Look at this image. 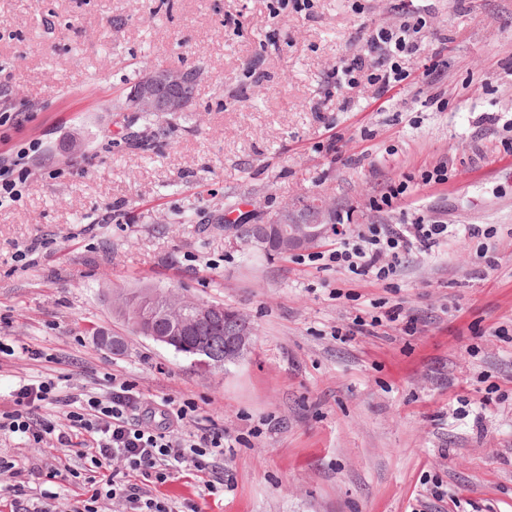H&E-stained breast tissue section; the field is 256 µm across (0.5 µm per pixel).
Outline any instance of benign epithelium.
<instances>
[{"label":"benign epithelium","mask_w":512,"mask_h":512,"mask_svg":"<svg viewBox=\"0 0 512 512\" xmlns=\"http://www.w3.org/2000/svg\"><path fill=\"white\" fill-rule=\"evenodd\" d=\"M193 80L186 70L169 65L149 66L126 95V111L154 114L182 112L190 104ZM279 231L281 247L290 251L311 246L334 230V209L327 202L293 212L281 205L269 220L256 225L255 239Z\"/></svg>","instance_id":"benign-epithelium-1"}]
</instances>
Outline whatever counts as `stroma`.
<instances>
[{
    "label": "stroma",
    "mask_w": 512,
    "mask_h": 512,
    "mask_svg": "<svg viewBox=\"0 0 512 512\" xmlns=\"http://www.w3.org/2000/svg\"><path fill=\"white\" fill-rule=\"evenodd\" d=\"M397 3L0 0V113L26 115L0 126V155L40 146L21 198L0 206V413L20 380L62 377L65 397L114 374L149 400L193 399L249 439L224 455L223 495L178 478L162 488L171 501L512 512V0H419L430 31L401 58L406 79L382 96L364 76L336 87L332 71L363 54L368 31L398 25ZM159 60L201 68L190 110L116 111ZM441 163L447 183L425 184ZM394 182L405 193L374 209ZM322 198L340 225L421 217L495 234L406 256L386 289L224 229ZM153 287L247 317V350L204 370L136 335L112 296ZM379 302L399 319L354 333ZM0 455L33 493L72 497L40 476L63 452L2 433ZM253 215L251 214H246L244 216L240 215L238 217V223L237 224H231V226L235 227V231L237 233V237L246 245L248 246H251L261 252H263L264 254L266 255H269V256H280V255H285V254H288L286 252H284L283 250L280 249L279 245H278V242H277V239L276 238H273V237H269V241L268 243L269 244H266L263 248L264 251L254 247L252 245V242H253V239H252V228L251 226L253 224H250V221L252 220Z\"/></svg>",
    "instance_id": "obj_1"
}]
</instances>
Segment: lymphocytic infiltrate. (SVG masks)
Here are the masks:
<instances>
[{"label": "lymphocytic infiltrate", "instance_id": "lymphocytic-infiltrate-1", "mask_svg": "<svg viewBox=\"0 0 512 512\" xmlns=\"http://www.w3.org/2000/svg\"><path fill=\"white\" fill-rule=\"evenodd\" d=\"M398 27H375L367 38L366 55L343 61L336 68L337 84L354 83L367 74L378 92L405 78L400 55L418 49L427 20L414 0H400ZM449 227L417 219L411 224H362L342 233L327 265L346 271L351 282L373 281L391 287L403 256L425 252L446 239ZM51 378L24 379L12 393L13 407L0 413V432L23 436L37 445L73 448L81 466L68 470L73 484L90 486L87 498L61 506L57 494L32 496L25 482L1 487L12 512H104L106 502L122 512H202L192 499L181 507L160 496L158 487L188 473L200 478L208 494L224 490V450L232 438L211 424L191 400L163 398L145 401L135 384L113 379L109 390L60 398ZM55 406L56 414L43 410ZM145 414L143 422L130 418L132 410Z\"/></svg>", "mask_w": 512, "mask_h": 512}]
</instances>
